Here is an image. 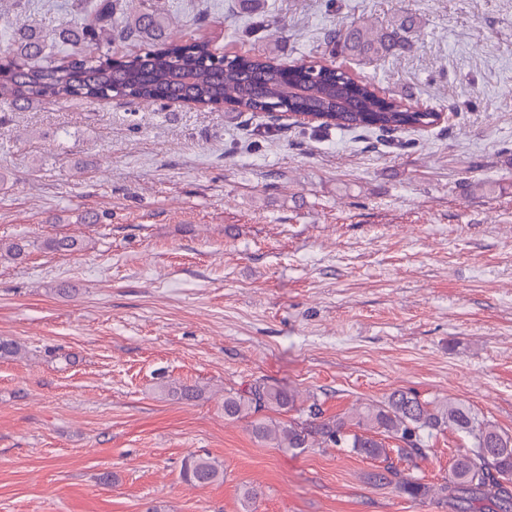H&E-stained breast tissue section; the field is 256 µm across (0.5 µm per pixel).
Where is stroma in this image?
Listing matches in <instances>:
<instances>
[{
    "label": "stroma",
    "instance_id": "1",
    "mask_svg": "<svg viewBox=\"0 0 512 512\" xmlns=\"http://www.w3.org/2000/svg\"><path fill=\"white\" fill-rule=\"evenodd\" d=\"M176 40L286 61L346 60L439 113L383 136L267 114L115 100L0 103V512H448L357 454L286 452L224 417L257 380L327 413L397 389L465 401L512 435V0H128ZM79 0H0L5 20ZM397 30L379 52L329 32ZM67 234L87 248L58 254ZM171 380L202 397L165 395ZM459 436L433 438L426 481ZM223 482L181 478L188 455ZM111 475L104 483L103 475ZM183 480L194 487H207L224 480V466L214 458L189 456L182 471Z\"/></svg>",
    "mask_w": 512,
    "mask_h": 512
}]
</instances>
